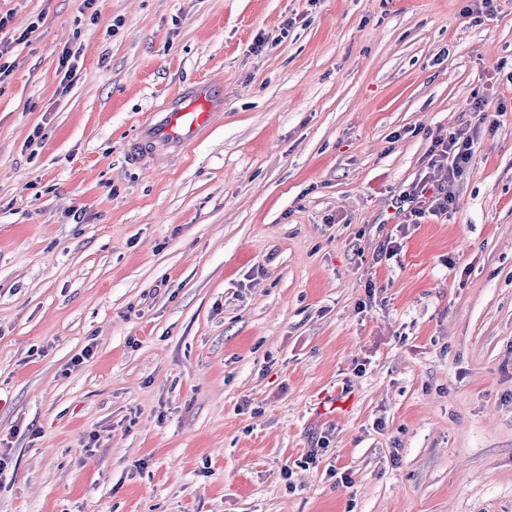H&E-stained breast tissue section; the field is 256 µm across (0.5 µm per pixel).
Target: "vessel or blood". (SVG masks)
<instances>
[{
    "label": "vessel or blood",
    "instance_id": "obj_1",
    "mask_svg": "<svg viewBox=\"0 0 512 512\" xmlns=\"http://www.w3.org/2000/svg\"><path fill=\"white\" fill-rule=\"evenodd\" d=\"M223 110V85L194 84L155 104L136 136L127 142L126 153L133 160L149 154L151 166H163L171 149L196 142Z\"/></svg>",
    "mask_w": 512,
    "mask_h": 512
}]
</instances>
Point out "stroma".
<instances>
[{
  "label": "stroma",
  "instance_id": "stroma-1",
  "mask_svg": "<svg viewBox=\"0 0 512 512\" xmlns=\"http://www.w3.org/2000/svg\"><path fill=\"white\" fill-rule=\"evenodd\" d=\"M467 4L0 0V512H512V0ZM199 80L212 129L129 162ZM477 143L476 132L458 131L432 138L423 175L393 198L392 208L402 218L399 224H419L422 219L448 214L454 184L467 170Z\"/></svg>",
  "mask_w": 512,
  "mask_h": 512
}]
</instances>
